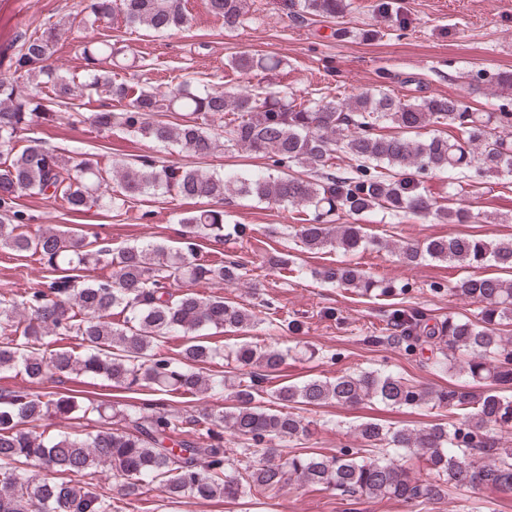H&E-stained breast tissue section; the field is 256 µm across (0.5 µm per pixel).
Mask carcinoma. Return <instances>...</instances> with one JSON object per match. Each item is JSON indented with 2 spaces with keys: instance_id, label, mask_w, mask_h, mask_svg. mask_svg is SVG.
Wrapping results in <instances>:
<instances>
[{
  "instance_id": "carcinoma-1",
  "label": "carcinoma",
  "mask_w": 512,
  "mask_h": 512,
  "mask_svg": "<svg viewBox=\"0 0 512 512\" xmlns=\"http://www.w3.org/2000/svg\"><path fill=\"white\" fill-rule=\"evenodd\" d=\"M205 6L227 31L245 21L246 0H205ZM298 7L305 15L334 19L345 4L298 0ZM117 13L131 27L157 32L188 23L182 0H83L71 23L93 28ZM61 37L59 22L19 35L8 71L0 74V248L40 256L50 273L45 288L0 298V373L15 372L32 382L63 374L100 377L128 391L192 397L227 390L232 405L190 414L163 405L124 407L77 392L0 393V512H118L112 496L95 483L103 468L125 480L128 495L159 482L173 499L224 502L267 497L292 479L343 496L417 505L445 499L450 486L512 492V442L498 435L512 429V339L499 334V327L512 325V278L468 276L453 287L456 295L480 304L474 318L450 315L433 323L418 307L388 315L395 344L412 354L430 350L431 363L449 376L465 373L463 384L437 390L370 370L311 378L272 392L278 401L307 407L375 400L392 408H448L461 418L422 428L366 420L353 428L362 447L332 458L292 454L284 462L277 460V447L307 436L308 425L297 413L260 404L258 372L251 367L265 377L275 375L291 349L242 342L224 351L204 343L197 336L202 328L237 333L262 319L222 296L183 289L200 282L234 286L246 275L239 260L211 264L196 256V240L203 235L216 242L231 234L246 236L244 225L224 223V201L235 196L304 208L306 223L296 225L294 235L311 252L388 247L368 237L361 224L332 223L338 212L358 217L382 210L396 217L433 215L446 224L475 222L467 209L437 204L422 175L512 176V111L477 112L442 95L409 102L381 84L375 93L350 94L338 102H299L291 91L259 83L234 93L201 86L194 77L165 90L137 88L100 68L102 60L121 53L106 36L77 47L84 62V80L77 84L50 63ZM228 66L256 77L287 62L243 51ZM472 77L512 89L509 73L490 75L479 68ZM83 87L121 104L117 112L94 113L100 131L117 127L176 146L191 162L173 166L143 157L112 168L91 160L73 166L38 137L19 145L21 132L61 123ZM384 124L392 131H380ZM435 124L454 126L462 138H419L420 130ZM216 127L224 132V146L260 155L265 170L223 175L203 167L218 148ZM339 151L354 161L341 174L332 171ZM159 190L208 201L180 215L183 246L175 250L148 242L113 248L77 231L32 230L18 204L20 196L29 195L60 199L74 214L93 207L120 212L131 200ZM398 255L407 264L428 257L512 272V240L450 233L402 245ZM90 268L111 273L86 280L80 272ZM313 275L363 295L409 292L406 285L376 280L350 264L324 266ZM114 315L122 320L113 321ZM50 336L74 337L82 351L52 349ZM170 337L182 338L175 356L161 349ZM226 362L240 374L229 379L203 371L207 364ZM52 416L95 426L58 435L29 429ZM226 433L240 444L237 460L224 448ZM412 460L423 469L411 468Z\"/></svg>"
}]
</instances>
